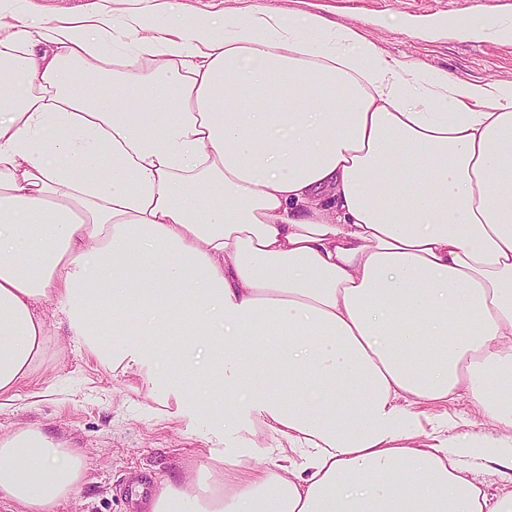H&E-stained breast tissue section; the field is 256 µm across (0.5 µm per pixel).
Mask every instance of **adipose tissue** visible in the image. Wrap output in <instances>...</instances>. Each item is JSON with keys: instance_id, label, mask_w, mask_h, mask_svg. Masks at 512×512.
I'll return each mask as SVG.
<instances>
[{"instance_id": "obj_1", "label": "adipose tissue", "mask_w": 512, "mask_h": 512, "mask_svg": "<svg viewBox=\"0 0 512 512\" xmlns=\"http://www.w3.org/2000/svg\"><path fill=\"white\" fill-rule=\"evenodd\" d=\"M105 168L106 177L93 176ZM109 310L116 370L165 360L202 400L241 390L278 443L150 512H512L466 475L479 437L420 443V407L512 429V81L389 57L353 27L269 8L44 21L0 6V408ZM203 325L206 364L160 353ZM137 323V336L125 334ZM81 449L0 436V503L56 512Z\"/></svg>"}]
</instances>
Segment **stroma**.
<instances>
[{"mask_svg": "<svg viewBox=\"0 0 512 512\" xmlns=\"http://www.w3.org/2000/svg\"><path fill=\"white\" fill-rule=\"evenodd\" d=\"M192 11H242L265 6L292 16L315 13L359 28L392 57L471 81L512 80V43L463 38L459 26L475 15L512 17V0H180ZM46 21L99 9L122 14L137 0H30ZM50 339L44 360L22 386L16 403L0 411V433L38 425L53 438L83 449L86 474L77 494L58 512H141L130 500L132 483L157 484L207 470L249 439L255 453L270 443L261 426L247 434L224 429V416L143 375L112 371L76 345L68 321L51 300H40ZM463 402L425 407L418 427L433 433L447 421L449 440L471 434Z\"/></svg>", "mask_w": 512, "mask_h": 512, "instance_id": "1", "label": "stroma"}]
</instances>
